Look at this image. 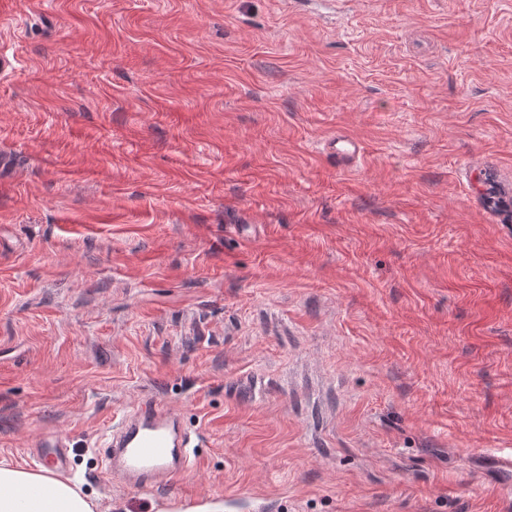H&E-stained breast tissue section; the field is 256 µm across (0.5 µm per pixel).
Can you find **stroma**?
Segmentation results:
<instances>
[{
    "instance_id": "obj_1",
    "label": "stroma",
    "mask_w": 512,
    "mask_h": 512,
    "mask_svg": "<svg viewBox=\"0 0 512 512\" xmlns=\"http://www.w3.org/2000/svg\"><path fill=\"white\" fill-rule=\"evenodd\" d=\"M148 398L192 469L109 484ZM48 433L98 512H512V0H0V459ZM327 149L336 154V160L344 167L356 162L363 154V146L356 138L339 134L327 143Z\"/></svg>"
}]
</instances>
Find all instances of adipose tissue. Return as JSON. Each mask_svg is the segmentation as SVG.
I'll return each mask as SVG.
<instances>
[{"mask_svg": "<svg viewBox=\"0 0 512 512\" xmlns=\"http://www.w3.org/2000/svg\"><path fill=\"white\" fill-rule=\"evenodd\" d=\"M97 503L50 467L0 460V512H96Z\"/></svg>", "mask_w": 512, "mask_h": 512, "instance_id": "adipose-tissue-1", "label": "adipose tissue"}]
</instances>
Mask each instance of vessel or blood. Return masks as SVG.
Listing matches in <instances>:
<instances>
[{"label": "vessel or blood", "mask_w": 512, "mask_h": 512, "mask_svg": "<svg viewBox=\"0 0 512 512\" xmlns=\"http://www.w3.org/2000/svg\"><path fill=\"white\" fill-rule=\"evenodd\" d=\"M327 148L345 167L363 154L361 142L346 134L330 140ZM192 446L182 416L169 405L148 399L113 428L106 442L105 470L126 486H168L191 468ZM36 455L55 471H66L71 463L70 443L58 435L45 436L37 443Z\"/></svg>", "instance_id": "b4317fda"}]
</instances>
